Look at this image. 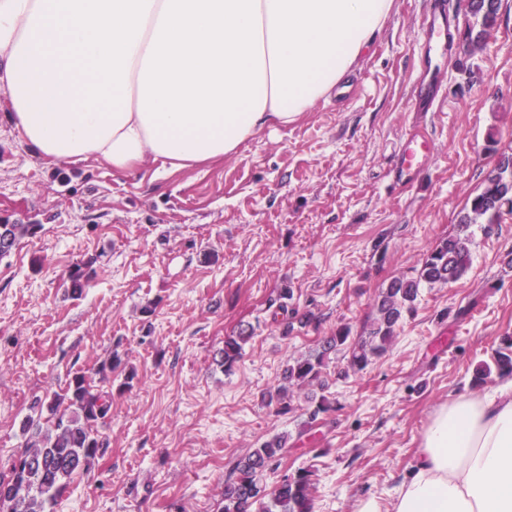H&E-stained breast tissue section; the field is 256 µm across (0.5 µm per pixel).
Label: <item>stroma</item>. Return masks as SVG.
<instances>
[{
  "mask_svg": "<svg viewBox=\"0 0 512 512\" xmlns=\"http://www.w3.org/2000/svg\"><path fill=\"white\" fill-rule=\"evenodd\" d=\"M429 3L394 0L327 99L208 167L157 161L119 176L93 158L51 166L0 102V219L40 227L0 257V463L24 447L37 399L77 374L97 380L111 353L122 359L100 429L108 446L54 512H218L236 461L277 435L288 454L263 483L308 469L314 512H353L363 496L391 499L437 406L478 395L477 369L512 336L508 213L471 225L470 269L421 284L391 348L364 372H347L338 353L289 413L262 400L290 357L340 325L363 333L379 292L457 231L496 151L512 149V0H500L472 56L465 2L447 0L459 35L445 100L415 112ZM417 130L435 154L397 184L395 150ZM85 263L93 273L76 297L69 274ZM283 301L300 317L288 331L274 319ZM243 328L252 338L224 371L219 351ZM322 395L334 409L310 420Z\"/></svg>",
  "mask_w": 512,
  "mask_h": 512,
  "instance_id": "1",
  "label": "stroma"
}]
</instances>
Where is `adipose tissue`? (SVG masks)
<instances>
[{
    "label": "adipose tissue",
    "instance_id": "adipose-tissue-1",
    "mask_svg": "<svg viewBox=\"0 0 512 512\" xmlns=\"http://www.w3.org/2000/svg\"><path fill=\"white\" fill-rule=\"evenodd\" d=\"M393 4L0 0V96L48 164L200 167L312 111ZM353 512H512V377L439 405L392 499Z\"/></svg>",
    "mask_w": 512,
    "mask_h": 512
}]
</instances>
